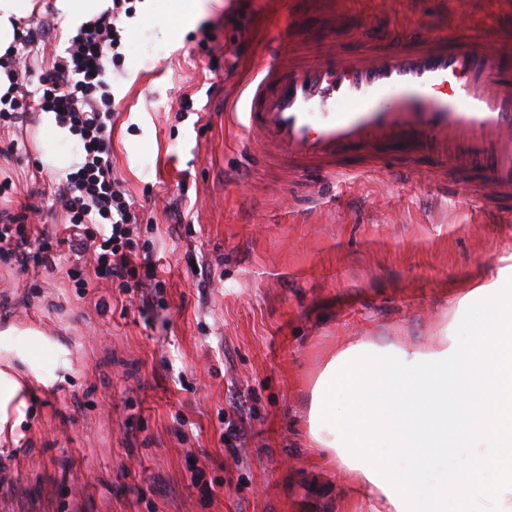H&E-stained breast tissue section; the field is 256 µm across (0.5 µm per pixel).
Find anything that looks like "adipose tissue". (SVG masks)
<instances>
[{
    "instance_id": "ef3b65f1",
    "label": "adipose tissue",
    "mask_w": 512,
    "mask_h": 512,
    "mask_svg": "<svg viewBox=\"0 0 512 512\" xmlns=\"http://www.w3.org/2000/svg\"><path fill=\"white\" fill-rule=\"evenodd\" d=\"M65 32L112 0H54ZM466 335L425 350L363 338L316 380L308 437L328 474L363 490L361 512H512V267L471 289Z\"/></svg>"
}]
</instances>
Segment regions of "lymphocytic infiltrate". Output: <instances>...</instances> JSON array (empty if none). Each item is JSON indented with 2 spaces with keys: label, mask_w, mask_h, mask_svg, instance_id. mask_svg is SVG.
Masks as SVG:
<instances>
[{
  "label": "lymphocytic infiltrate",
  "mask_w": 512,
  "mask_h": 512,
  "mask_svg": "<svg viewBox=\"0 0 512 512\" xmlns=\"http://www.w3.org/2000/svg\"><path fill=\"white\" fill-rule=\"evenodd\" d=\"M136 0H112V7L78 30L64 55L35 65L33 50L42 30L16 34L9 59L8 91L0 96V127L27 126L33 112H53L60 125L79 136L84 161L65 172L53 204L0 211V262L21 270L48 269L68 262L75 287L95 278L115 284L122 294H161L166 281L156 265L142 258L136 241L139 213L112 165L114 112L108 82L121 54L122 18L136 14ZM60 206L64 224L49 228L42 218Z\"/></svg>",
  "instance_id": "1"
}]
</instances>
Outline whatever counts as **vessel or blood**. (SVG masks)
<instances>
[{
    "label": "vessel or blood",
    "mask_w": 512,
    "mask_h": 512,
    "mask_svg": "<svg viewBox=\"0 0 512 512\" xmlns=\"http://www.w3.org/2000/svg\"><path fill=\"white\" fill-rule=\"evenodd\" d=\"M281 39L252 64L229 109L253 174L312 197L356 173H424L437 198L512 212V26L451 45L445 34L300 58ZM345 110H337V103Z\"/></svg>",
    "instance_id": "1"
}]
</instances>
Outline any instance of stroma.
Here are the masks:
<instances>
[{
  "label": "stroma",
  "instance_id": "35a3bbf8",
  "mask_svg": "<svg viewBox=\"0 0 512 512\" xmlns=\"http://www.w3.org/2000/svg\"><path fill=\"white\" fill-rule=\"evenodd\" d=\"M511 7L206 0L180 29L167 0H140L109 76L112 161L144 206L140 238L167 288L162 302L124 306L108 284L82 291L60 271L0 263V371L20 385L0 425L10 512H357V493L325 475L308 440L312 386L360 337L430 346L470 288L512 265V223H487L469 200L431 199L408 179L295 202L275 176L238 177L225 108L281 31L352 52L376 14L392 36L454 40ZM27 139L28 162L0 155L16 185L0 206L15 211L44 190L39 123ZM179 206L190 223L171 221ZM239 425L245 438L228 452L220 436ZM196 471L214 497L192 484Z\"/></svg>",
  "mask_w": 512,
  "mask_h": 512
}]
</instances>
